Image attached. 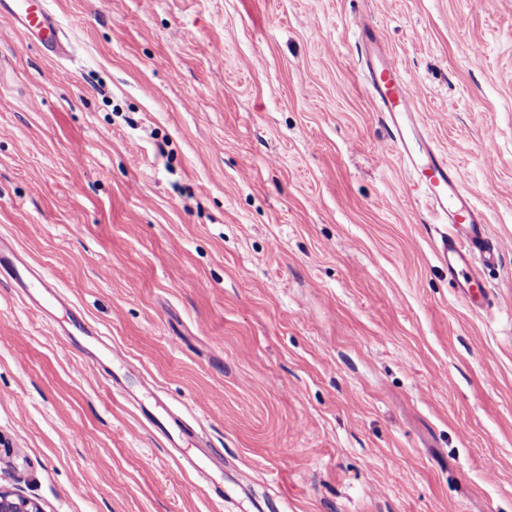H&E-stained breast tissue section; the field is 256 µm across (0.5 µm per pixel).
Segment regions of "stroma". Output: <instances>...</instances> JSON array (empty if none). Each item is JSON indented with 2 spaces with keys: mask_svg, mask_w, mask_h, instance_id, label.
I'll list each match as a JSON object with an SVG mask.
<instances>
[{
  "mask_svg": "<svg viewBox=\"0 0 512 512\" xmlns=\"http://www.w3.org/2000/svg\"><path fill=\"white\" fill-rule=\"evenodd\" d=\"M51 5L62 58L0 16V236L198 444L167 447L0 281V488L43 512H512V0ZM361 19L491 205L484 307L380 161Z\"/></svg>",
  "mask_w": 512,
  "mask_h": 512,
  "instance_id": "1",
  "label": "stroma"
}]
</instances>
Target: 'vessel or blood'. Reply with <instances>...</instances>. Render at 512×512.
I'll return each mask as SVG.
<instances>
[{"label":"vessel or blood","mask_w":512,"mask_h":512,"mask_svg":"<svg viewBox=\"0 0 512 512\" xmlns=\"http://www.w3.org/2000/svg\"><path fill=\"white\" fill-rule=\"evenodd\" d=\"M0 15L8 17L18 31L37 40L47 56L66 55L68 44L49 0H0ZM360 31L366 87L387 129L390 153L408 172L411 189L424 200L435 223L447 227L437 251L439 263L464 298L471 304H482L488 291L480 269L498 263L502 254L501 247L490 237L487 209L473 202L462 187L457 170L420 126L417 102L398 61L383 47L372 26L361 25ZM0 277L20 288L29 309L43 314L51 335L63 332V325L48 314L50 306L61 302V295L52 291L50 280L25 260L11 241L2 237ZM100 357L111 367L108 385L125 391L119 352L108 346ZM134 406L171 447H182L190 436V429L159 401L138 399Z\"/></svg>","instance_id":"b4317fda"}]
</instances>
